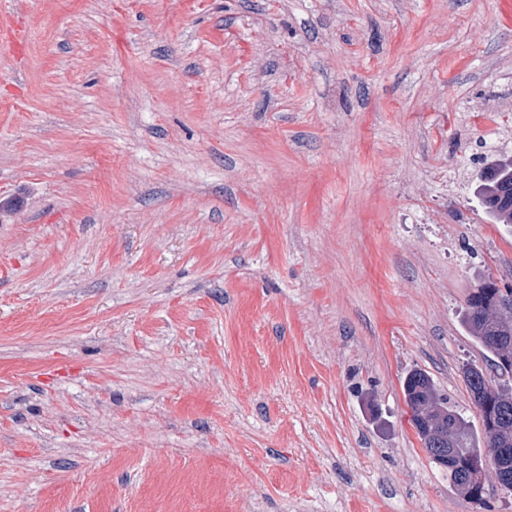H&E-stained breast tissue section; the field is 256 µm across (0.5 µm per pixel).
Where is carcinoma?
I'll list each match as a JSON object with an SVG mask.
<instances>
[{
    "label": "carcinoma",
    "mask_w": 512,
    "mask_h": 512,
    "mask_svg": "<svg viewBox=\"0 0 512 512\" xmlns=\"http://www.w3.org/2000/svg\"><path fill=\"white\" fill-rule=\"evenodd\" d=\"M477 198L482 209L495 224H512V159L499 161L491 170L481 175ZM462 324L472 340L491 355L495 369L472 381L465 379L468 391L484 390L489 412L494 419L493 432L483 430V439L477 440L470 424L462 431L448 429V436L440 447L456 449L455 470L448 471L449 483L457 489L465 484L463 471L467 453L490 440H504L512 444V286L501 288L488 279L468 294L464 306ZM422 378L430 396L448 416L461 415L460 410L448 398L439 393L433 379L422 371H414L403 382V391L410 404H415L424 392L419 390L416 378Z\"/></svg>",
    "instance_id": "carcinoma-1"
}]
</instances>
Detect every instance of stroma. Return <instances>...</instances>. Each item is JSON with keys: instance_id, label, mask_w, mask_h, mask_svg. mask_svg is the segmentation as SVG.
I'll list each match as a JSON object with an SVG mask.
<instances>
[{"instance_id": "1", "label": "stroma", "mask_w": 512, "mask_h": 512, "mask_svg": "<svg viewBox=\"0 0 512 512\" xmlns=\"http://www.w3.org/2000/svg\"><path fill=\"white\" fill-rule=\"evenodd\" d=\"M0 512H512L410 421L482 423L512 284V0H0ZM0 36L1 41L8 44L16 55H23L27 45V34L21 24L12 23L5 28L1 27ZM477 198L493 223L512 224V159L499 160L483 172ZM488 293H498L500 297L505 299L502 303V310L492 307V302ZM512 297V286L507 285L506 288H499L496 281L488 279L472 289L468 294L464 306L462 324L472 340L485 352L489 353L492 358L495 373H486L483 377L479 376L475 382L465 377V383L468 391L486 390L489 412L494 419L495 426L493 434L490 435L483 427V446L476 439L471 426L466 418L462 415L458 407L452 404L447 397L439 393L433 379L422 371H413L403 382V391L406 399L409 400L411 406L415 404L425 394L420 391L421 387L416 382V377L424 380L428 393L434 401L445 412L437 408L433 403L427 402L419 405L417 410V426L420 433L427 437H442L443 432L448 428V418L458 415L466 420L462 432H457L451 427L448 428V436L441 441L439 446L434 443H427L418 433L424 448L431 458V448H456L455 470H447L448 481L457 489L461 490L470 500H482L481 497L474 496L462 487L465 484L463 471L467 464V453L471 448H481L469 453L468 458V480L471 486L484 493L486 484L494 482L496 486L507 492H512V471L507 462L512 455V386L502 384L504 381L512 383V305L509 297ZM488 363L487 365H489ZM508 375L505 376V373ZM490 437L497 440L493 448H484L489 444ZM502 439L507 442H499ZM454 454L451 452L447 456L440 457L437 464L441 468L447 469ZM492 464L494 467L492 468Z\"/></svg>"}]
</instances>
